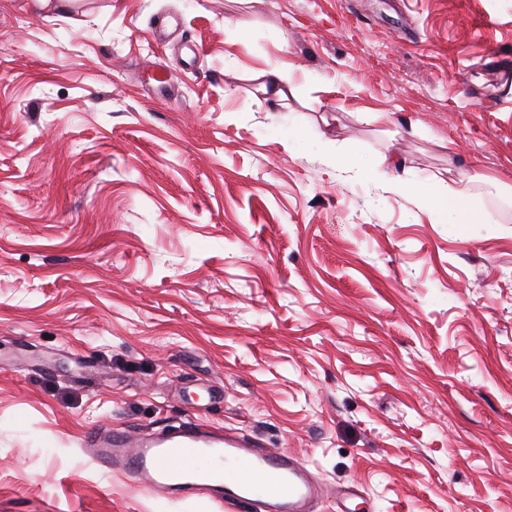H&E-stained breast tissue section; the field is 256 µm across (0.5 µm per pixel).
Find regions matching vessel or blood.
Segmentation results:
<instances>
[{
  "instance_id": "b4317fda",
  "label": "vessel or blood",
  "mask_w": 512,
  "mask_h": 512,
  "mask_svg": "<svg viewBox=\"0 0 512 512\" xmlns=\"http://www.w3.org/2000/svg\"><path fill=\"white\" fill-rule=\"evenodd\" d=\"M89 444L100 467L151 492L213 491L225 505L264 502L272 512H314L324 495L297 456L256 448L193 420L153 439L131 440L115 430Z\"/></svg>"
}]
</instances>
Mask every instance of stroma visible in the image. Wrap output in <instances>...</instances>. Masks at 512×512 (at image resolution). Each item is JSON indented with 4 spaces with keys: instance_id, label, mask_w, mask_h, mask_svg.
Here are the masks:
<instances>
[{
    "instance_id": "1",
    "label": "stroma",
    "mask_w": 512,
    "mask_h": 512,
    "mask_svg": "<svg viewBox=\"0 0 512 512\" xmlns=\"http://www.w3.org/2000/svg\"><path fill=\"white\" fill-rule=\"evenodd\" d=\"M493 52L512 0H0V512H226L86 450L190 418L357 488L352 512H512ZM288 113L300 155L269 134ZM325 134L467 177L482 224ZM260 76L265 79L262 83V89L265 93L268 92V85H270L274 97L278 101L284 100L288 96V90H292L290 72L280 68H271L263 71Z\"/></svg>"
}]
</instances>
